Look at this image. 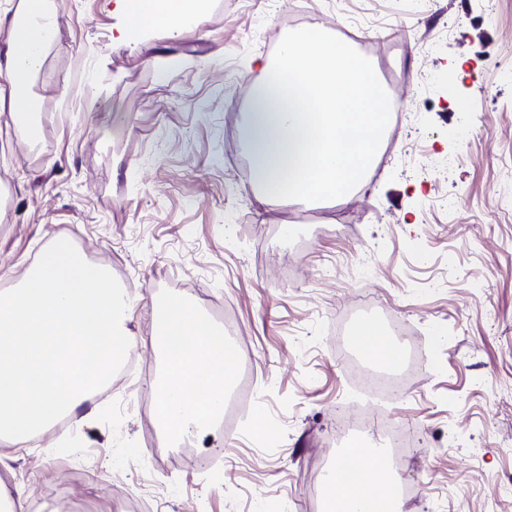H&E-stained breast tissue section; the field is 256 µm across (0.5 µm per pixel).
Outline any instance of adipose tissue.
<instances>
[{"mask_svg":"<svg viewBox=\"0 0 512 512\" xmlns=\"http://www.w3.org/2000/svg\"><path fill=\"white\" fill-rule=\"evenodd\" d=\"M113 10L122 19L123 40L174 32L187 21L186 10L174 2L113 0ZM56 20L46 0H25L19 13L0 12V31L7 35L0 99H7L12 118L33 140L39 136L41 102L31 77L49 40L44 24ZM261 72L250 98L245 140L258 202L351 200L375 165L395 109L372 64L323 33L301 31L263 63ZM359 341L380 368L402 365L403 349L379 326L364 324ZM151 343L162 361L155 392L165 431L190 436L221 421L234 355L223 329L202 318L184 297L172 295ZM332 472L329 512H405L386 454L352 447Z\"/></svg>","mask_w":512,"mask_h":512,"instance_id":"adipose-tissue-1","label":"adipose tissue"}]
</instances>
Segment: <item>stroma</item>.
<instances>
[{"label":"stroma","mask_w":512,"mask_h":512,"mask_svg":"<svg viewBox=\"0 0 512 512\" xmlns=\"http://www.w3.org/2000/svg\"><path fill=\"white\" fill-rule=\"evenodd\" d=\"M112 8L59 0L32 78L37 141L0 109V290L71 237L129 289L143 380L95 393L84 454L54 453L52 431L0 444V488L51 496V512H118L142 493L153 512H307L305 474L349 448L368 404L345 334L393 317L419 353L380 411L414 440L393 466L407 512H512V0H209L179 33L128 42ZM293 8L336 38L367 29L405 116L347 204L264 207L242 172L258 62L294 34ZM173 293L214 323L232 314L254 384L234 432L186 441L194 467L155 405L150 338Z\"/></svg>","instance_id":"1"}]
</instances>
